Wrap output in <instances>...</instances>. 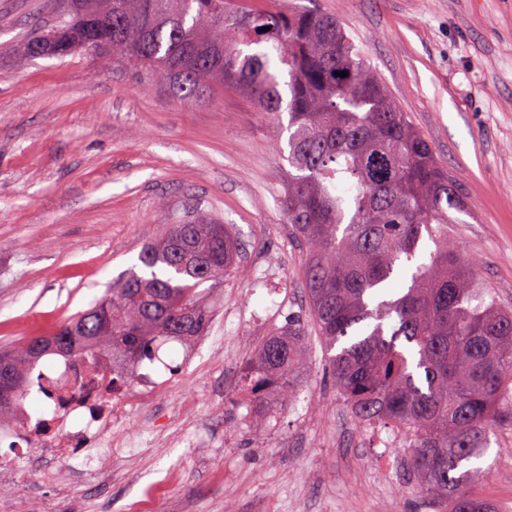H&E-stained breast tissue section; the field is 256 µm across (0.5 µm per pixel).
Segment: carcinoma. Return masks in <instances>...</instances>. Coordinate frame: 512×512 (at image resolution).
Listing matches in <instances>:
<instances>
[{
    "label": "carcinoma",
    "mask_w": 512,
    "mask_h": 512,
    "mask_svg": "<svg viewBox=\"0 0 512 512\" xmlns=\"http://www.w3.org/2000/svg\"><path fill=\"white\" fill-rule=\"evenodd\" d=\"M60 15L24 42V54L36 47L62 60L84 51L101 21L112 34L101 55L167 86L174 100L227 87L254 100L277 132L288 130L280 208L305 247V297L336 391L356 419L405 432L435 512H498L468 464L495 430H512V308L477 295L448 239L450 211H463V199L341 21L293 0L286 12L246 0H66ZM425 239L434 244L428 260L408 267ZM239 253L230 229L205 211L170 225L141 251L140 271L88 310L52 336L0 352V371L17 379L0 401V424L75 357L87 382L115 394L161 339L205 335L212 311L200 286L238 272ZM304 336L290 322L259 347L248 378L255 398L269 388L291 397L287 376Z\"/></svg>",
    "instance_id": "obj_1"
}]
</instances>
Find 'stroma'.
<instances>
[{"instance_id": "35a3bbf8", "label": "stroma", "mask_w": 512, "mask_h": 512, "mask_svg": "<svg viewBox=\"0 0 512 512\" xmlns=\"http://www.w3.org/2000/svg\"><path fill=\"white\" fill-rule=\"evenodd\" d=\"M335 15L431 144L466 206L448 236L475 280L512 307V0H303ZM58 0H0V347L51 335L137 265L142 248L202 209L241 244L243 274L211 289L213 335L182 368L176 343L141 372L138 434L63 484L29 449L0 473L12 512H430L404 446L359 423L307 332L294 403L241 391L260 343L309 320L303 251L279 201L288 162L249 98L174 101L133 69L82 52L28 59ZM484 497L512 502V430L491 435Z\"/></svg>"}]
</instances>
